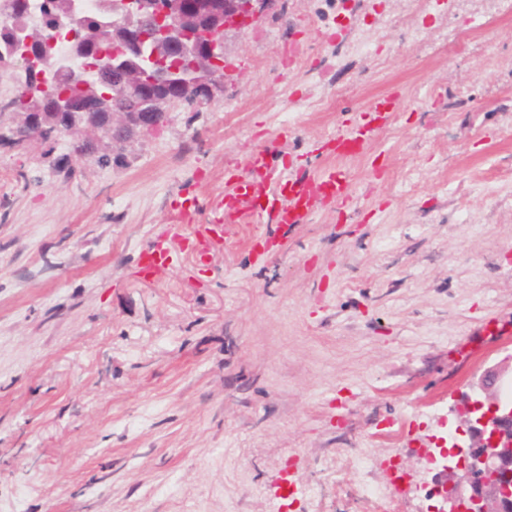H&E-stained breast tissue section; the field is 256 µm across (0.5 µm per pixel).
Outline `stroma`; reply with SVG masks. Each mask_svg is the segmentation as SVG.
Wrapping results in <instances>:
<instances>
[{
  "mask_svg": "<svg viewBox=\"0 0 512 512\" xmlns=\"http://www.w3.org/2000/svg\"><path fill=\"white\" fill-rule=\"evenodd\" d=\"M295 51L292 66L283 60ZM399 91L352 199L139 277L178 196L278 136L279 169ZM0 148V512H434L423 455L512 352V0H273L224 95L118 163ZM367 462L394 506L364 498Z\"/></svg>",
  "mask_w": 512,
  "mask_h": 512,
  "instance_id": "obj_1",
  "label": "stroma"
}]
</instances>
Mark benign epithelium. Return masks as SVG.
Here are the masks:
<instances>
[{"label":"benign epithelium","instance_id":"1","mask_svg":"<svg viewBox=\"0 0 512 512\" xmlns=\"http://www.w3.org/2000/svg\"><path fill=\"white\" fill-rule=\"evenodd\" d=\"M272 0H118L122 22L112 28L98 27L96 39L121 38L130 51L141 54L152 45L151 59L160 57L157 44L167 43L182 57L196 56L188 70L163 67L154 73L156 87L178 83L185 91L179 99L161 95H141L138 75L125 70L123 92L137 100L132 108L118 105L109 95L98 93L81 68L66 72L68 84L76 94L63 92L53 99L51 112H41V102L47 85L44 75L29 74L14 80V67L0 61V80L16 81L15 96L0 105V112L22 115L15 132L33 134L35 125L44 121L68 124L71 130L84 136L95 131L79 122L91 110L112 111L115 127L151 130L160 125L166 107L178 102L196 106L212 104L224 94V76L212 70L224 56V35L241 30L260 17ZM0 31L13 36L14 55L32 59L54 56L55 41L45 28H35L19 22L11 10L0 11ZM206 40L209 56H198L199 39ZM512 382V355H507L475 375L469 383V403L463 424L468 441L441 449L447 461L444 471L450 484L435 481L440 488L442 505L437 512H503L512 499V485L493 480L497 471L512 462V403L504 400L501 389Z\"/></svg>","mask_w":512,"mask_h":512}]
</instances>
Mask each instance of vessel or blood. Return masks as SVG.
Wrapping results in <instances>:
<instances>
[{
    "label": "vessel or blood",
    "instance_id": "obj_1",
    "mask_svg": "<svg viewBox=\"0 0 512 512\" xmlns=\"http://www.w3.org/2000/svg\"><path fill=\"white\" fill-rule=\"evenodd\" d=\"M396 102L393 94L376 98L365 118L354 120L327 139L324 151L340 159L363 154L375 133L394 117ZM269 154V148L257 149L249 154L245 166L225 167L221 215L200 221L193 195L172 206L167 233L149 238L138 254L140 271L153 273L185 251L201 254L222 246L225 225L246 220L271 223L285 231L350 200L351 183L344 171L329 165L316 172L298 170L285 176L270 165Z\"/></svg>",
    "mask_w": 512,
    "mask_h": 512
}]
</instances>
